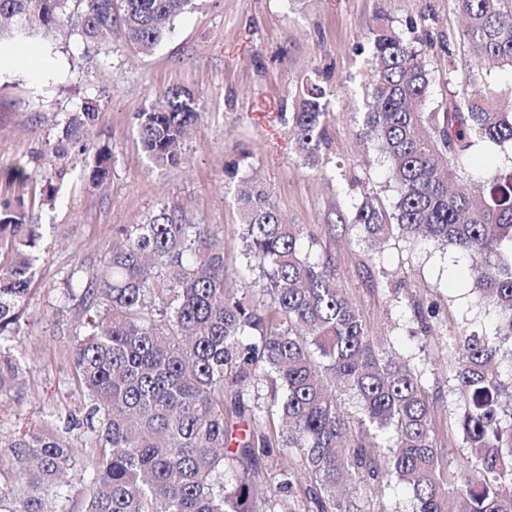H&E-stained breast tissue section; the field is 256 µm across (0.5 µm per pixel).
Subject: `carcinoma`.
<instances>
[{
    "label": "carcinoma",
    "mask_w": 512,
    "mask_h": 512,
    "mask_svg": "<svg viewBox=\"0 0 512 512\" xmlns=\"http://www.w3.org/2000/svg\"><path fill=\"white\" fill-rule=\"evenodd\" d=\"M68 0H0V41L55 28ZM82 35L99 41L121 26L126 46L159 45L193 0H81ZM476 72L492 61L512 68V0H453ZM373 81L363 127L373 134L398 196L385 215L374 199L350 223L365 237H424L472 259L474 289L498 312L493 334L454 338L449 369L460 406L464 473L452 483L431 436L434 404L422 371L376 346L359 309L339 288L315 240L282 223L267 194L238 179L242 274L262 285L238 294L224 278V248L207 224H183L163 207L112 247L103 268L77 276L87 334L69 346L71 384L87 412L92 453L78 462L51 412L43 426L7 444L0 512H58L62 477L78 469L89 491L80 512H295L286 495L304 494L317 512H358L339 488L368 484L382 494L408 487L416 512H512V365L497 363L512 339V171L488 170L453 190L481 143L512 144V109L488 88L456 92L443 111L425 112L431 77L415 40L381 24L370 32ZM85 102L65 138L95 120ZM146 157L182 160L180 143L201 117L193 95L171 88L160 106L137 114ZM327 101L309 82L288 113L307 165L327 146ZM111 152L95 151L90 181L109 174ZM23 210H0V241L13 245L0 269V401L21 390L28 363L16 325L29 301L38 257ZM272 385L266 404L255 385ZM353 394L359 435L346 440L336 387ZM277 481L265 492L263 463ZM23 495L13 498L15 486Z\"/></svg>",
    "instance_id": "1"
}]
</instances>
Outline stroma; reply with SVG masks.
I'll return each instance as SVG.
<instances>
[{
    "label": "stroma",
    "mask_w": 512,
    "mask_h": 512,
    "mask_svg": "<svg viewBox=\"0 0 512 512\" xmlns=\"http://www.w3.org/2000/svg\"><path fill=\"white\" fill-rule=\"evenodd\" d=\"M423 11L434 40L424 50L432 79L426 111H442L455 88L476 92L488 84L512 97V72L491 65L473 81L453 0H195L149 52L128 49L118 29L110 42L86 40L82 6L68 0L48 36L14 43L21 59L0 71V204L32 215L40 238L38 273L19 326L29 370L20 398L0 405V439L35 428L48 412L81 415L84 400L68 382L67 353L83 332L81 305L64 292L74 266L102 268L119 229L163 207L187 223L210 225L224 242L227 280L240 283V211L236 185L224 175L225 163L236 160L285 223L315 238L316 254L334 269L369 334L425 368L436 407L434 443L448 475L456 474L466 450L446 368L451 339L465 329L493 333L496 312L471 289L468 257L398 236L374 246L345 222L363 197L390 210L397 196L386 162L362 133L372 72L368 35L381 24L407 30ZM314 80L330 100L329 140L308 168L281 115ZM170 87L189 91L202 117L181 144L182 162L159 167L142 150L136 115ZM88 99L99 108L94 124L79 139L65 138L66 120ZM104 145L112 150L111 169L94 187L89 166ZM19 168L57 187L54 204L35 201V181L11 180Z\"/></svg>",
    "instance_id": "1"
}]
</instances>
